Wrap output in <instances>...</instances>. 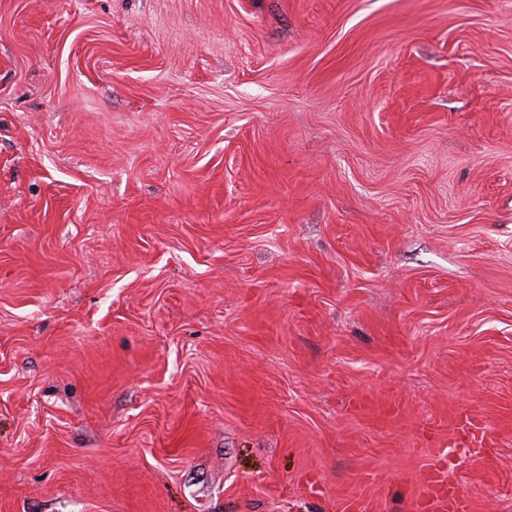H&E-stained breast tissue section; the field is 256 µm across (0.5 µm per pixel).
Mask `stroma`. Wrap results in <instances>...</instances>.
Returning a JSON list of instances; mask_svg holds the SVG:
<instances>
[{"label":"stroma","instance_id":"1","mask_svg":"<svg viewBox=\"0 0 512 512\" xmlns=\"http://www.w3.org/2000/svg\"><path fill=\"white\" fill-rule=\"evenodd\" d=\"M436 467L512 512V0H0V512Z\"/></svg>","mask_w":512,"mask_h":512}]
</instances>
